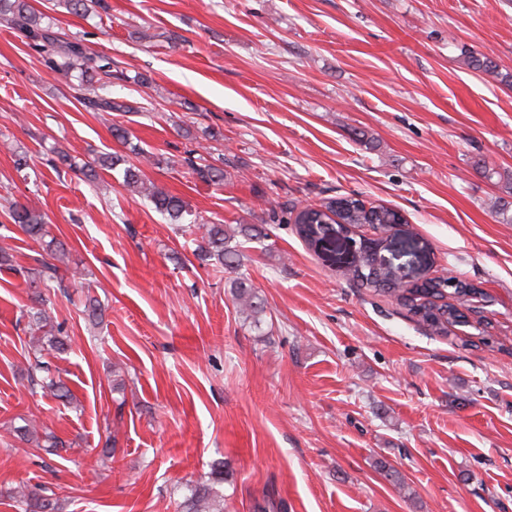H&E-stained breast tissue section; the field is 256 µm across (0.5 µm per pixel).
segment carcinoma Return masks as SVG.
Instances as JSON below:
<instances>
[{
  "label": "carcinoma",
  "mask_w": 512,
  "mask_h": 512,
  "mask_svg": "<svg viewBox=\"0 0 512 512\" xmlns=\"http://www.w3.org/2000/svg\"><path fill=\"white\" fill-rule=\"evenodd\" d=\"M0 19L10 22L25 35L28 45L42 57L52 72L74 83L78 99L86 108L93 112L132 111V107L112 98V56L89 49L80 39L62 37L52 26L43 24L42 14L34 10L29 0H0ZM471 66L512 86V74L499 71L498 64L487 57L472 58ZM200 160L201 156L189 151L179 160V164L203 181H224V169L213 164H202ZM145 162L149 163L151 159L141 155L133 163L114 153H102L92 162L78 168V171L88 182L96 180L101 170L119 171L123 186L142 193L156 211L167 215L172 223L180 225L182 234L190 237V241L195 244L193 253L202 264L223 269L237 268L239 250L230 246L234 235L229 232V228L224 224L186 221L191 211L185 201L147 183L143 170ZM328 211L338 218V224L347 233L361 224L374 225L377 230L375 245L381 251L388 249L387 232L390 225L400 218L389 207L380 205L368 209L362 200L349 196L330 198L319 208L301 209L293 205L288 208L289 221L294 224L298 236L314 250L322 244V238L315 236L314 227L319 225L320 220L327 218ZM8 215L15 226L41 244L49 255V258L39 260V267L29 280V287L33 288V301L37 306L28 322L32 343L41 351L46 349L58 354L64 353L69 348L68 336L64 325L54 321L48 308L51 304L49 291L63 287L62 265L68 261V251L63 244L53 239L45 241L48 235L47 224L45 216L38 210L15 202L11 204ZM350 275L359 287L395 298L419 325L438 336L448 335V328L456 326L463 318L459 306L464 304L465 298H473L479 293L474 285L459 281L450 292L457 303L437 304L433 298L444 296L443 287L447 286L448 280L424 279L403 285L395 267L376 262L368 252L355 256ZM233 297L244 319L255 326L260 325L266 307L249 278L242 276L234 281ZM30 381L45 396L68 404L73 401V394L66 383L39 360L31 366ZM16 431L23 442L64 458L61 454L64 450L62 442L50 433L39 432L36 420H25V425L16 428ZM223 483L224 463L214 462L210 465L208 479L183 486L187 491L184 496L185 512H224V494L218 489ZM7 498L25 506V512H62L56 493H48L46 487H24L13 494H7ZM286 510L287 505L270 494L263 495L253 506V512Z\"/></svg>",
  "instance_id": "carcinoma-1"
}]
</instances>
